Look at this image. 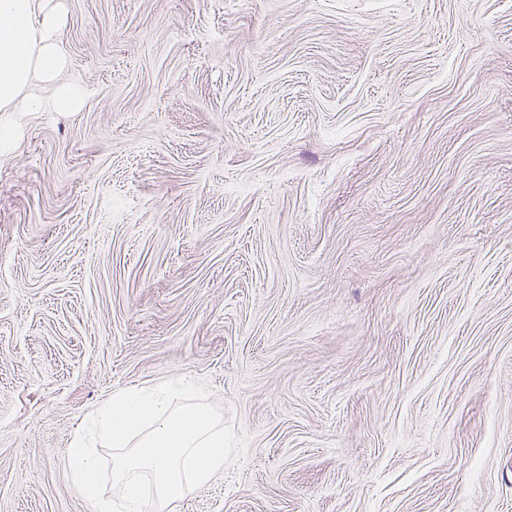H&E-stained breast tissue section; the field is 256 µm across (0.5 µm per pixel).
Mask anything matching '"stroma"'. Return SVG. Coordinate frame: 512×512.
Masks as SVG:
<instances>
[{
  "mask_svg": "<svg viewBox=\"0 0 512 512\" xmlns=\"http://www.w3.org/2000/svg\"><path fill=\"white\" fill-rule=\"evenodd\" d=\"M1 112L0 512L183 378L243 438L165 512H512V0H57ZM50 2L0 0V112H19L20 108L75 112L82 105L80 85L55 83L66 65V55L61 18ZM37 82L56 84L53 96H37Z\"/></svg>",
  "mask_w": 512,
  "mask_h": 512,
  "instance_id": "obj_1",
  "label": "stroma"
}]
</instances>
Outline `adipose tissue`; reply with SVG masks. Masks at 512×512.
Instances as JSON below:
<instances>
[{"instance_id":"1","label":"adipose tissue","mask_w":512,"mask_h":512,"mask_svg":"<svg viewBox=\"0 0 512 512\" xmlns=\"http://www.w3.org/2000/svg\"><path fill=\"white\" fill-rule=\"evenodd\" d=\"M61 29L50 0H0V112H74L81 107L83 88L57 81L66 65ZM39 82L53 85L51 98L35 94Z\"/></svg>"}]
</instances>
